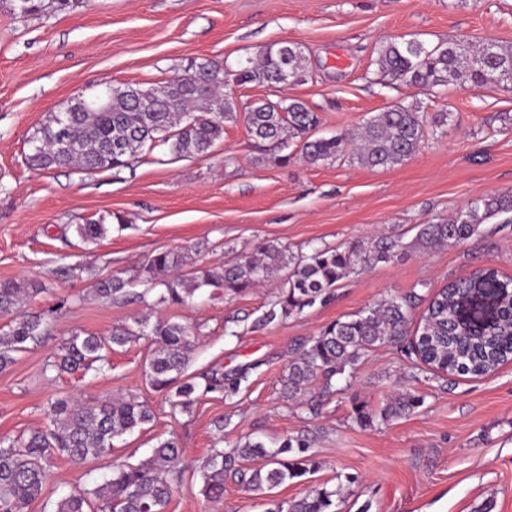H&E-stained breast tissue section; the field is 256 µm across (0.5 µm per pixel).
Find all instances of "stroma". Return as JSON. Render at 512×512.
Instances as JSON below:
<instances>
[{
  "label": "stroma",
  "mask_w": 512,
  "mask_h": 512,
  "mask_svg": "<svg viewBox=\"0 0 512 512\" xmlns=\"http://www.w3.org/2000/svg\"><path fill=\"white\" fill-rule=\"evenodd\" d=\"M411 38L512 46V0H82L33 15L0 0V280L45 285L27 308L51 317L41 342L0 371V439L39 427L50 403L67 396H132L153 414L112 452L80 464L57 459L28 512H54L62 497L110 478L113 461H142L172 437L184 450V473L167 512H266L269 499L289 502L322 488L339 491L338 512H512V362L486 376H443L406 344L386 343L367 352L352 376L334 379L318 413L282 393L291 355L328 323L416 288L430 298L480 268L512 278V223L493 219L460 244L371 266L339 283L327 303L262 328L256 322L276 301L279 279L217 299L204 288L178 307L158 303L161 288L143 272L166 250L186 256L187 274L262 243L308 254L381 231L408 243L420 225L448 219L472 200L512 194V88L452 80L428 91L391 80L376 65L378 50ZM285 40L302 45L306 76L285 89L230 78L224 91L240 113L264 98L298 100L319 118L316 138L351 135L399 102L418 104L430 120L447 114V124L389 169L349 156L310 164L297 141L276 159L257 147L241 116L225 123L205 156L163 146L122 170L91 174L25 163L28 137L75 97L108 85H160L203 58L223 62L231 75ZM99 218L111 226L107 237L81 243L74 225ZM112 275L133 281L144 301L96 297L94 282ZM147 310L194 330L190 373L246 375L240 391L207 394L187 413L173 410L145 375L155 349L147 337L112 350L102 370L48 368L72 332L107 337ZM402 393L420 405L378 419ZM362 405L373 422L358 420ZM297 435L311 440L314 474L269 498L232 478L223 500L202 495L200 466L212 449L248 438L271 448Z\"/></svg>",
  "instance_id": "stroma-1"
}]
</instances>
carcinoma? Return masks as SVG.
I'll return each instance as SVG.
<instances>
[{
    "label": "carcinoma",
    "mask_w": 512,
    "mask_h": 512,
    "mask_svg": "<svg viewBox=\"0 0 512 512\" xmlns=\"http://www.w3.org/2000/svg\"><path fill=\"white\" fill-rule=\"evenodd\" d=\"M80 0H27L25 14L64 11ZM302 47L288 44V56L281 47L265 49L256 63L248 62L236 83L284 85L280 70L297 81L305 73ZM376 64L394 79L409 85L432 89L451 79L479 88L512 84V47L495 42L478 46L463 41L428 46L409 39L390 41L381 46ZM224 66L217 60L197 63L195 77H175L151 89L154 111L135 107L122 91L105 98L80 102L73 99L69 112H51L29 138L25 154L28 166L49 171L75 167L82 171L120 170L139 152L169 146L176 155H206L224 133V123L237 118L233 99L224 97V111H212L223 97ZM248 133L269 151L288 148V141L302 143V156L315 164L340 157L351 144L344 136L307 139L318 125V116L303 103L269 99L245 112ZM428 135L426 117L416 105H395L372 116L363 127L356 147L360 164L370 168H393L411 158ZM512 216V194H493L469 202L453 218L436 224H423L415 240L378 235L367 241L353 240L344 246L315 248L308 255L288 253L263 243L247 256L219 267L193 271L189 277L175 274L183 256L159 252L144 267L146 280L164 286L158 302L184 305L202 288L218 295L241 293L267 281L274 273L287 270L277 300L259 319L269 324L316 303L324 304L343 280L377 263H387L398 254L416 248L421 252L463 242L479 232L487 220ZM84 244L105 238L109 225L104 219L74 225ZM502 281L497 271L487 268L457 280L433 294L424 310L417 335L416 356L436 371L457 375H487L512 361V307L503 296L495 321L464 325L456 318L457 307L469 293L484 284ZM132 282L117 276L97 281L95 295L113 299L142 296L131 292ZM44 288L40 284L0 280V313L9 314ZM420 296L411 293L376 303L344 320L337 319L322 328L319 335L304 341L291 356L283 379L288 399L306 395L320 381L321 392L332 393V380L356 368L366 352L401 336L408 335L409 310ZM134 326L120 327L111 336L74 332L62 347V354L49 366L59 371L90 369L108 363L113 347H123L141 336L153 339L156 348L146 366L151 387L172 398L173 408L188 411L197 399L212 392L228 397L247 380L241 375L230 382L215 373L202 381L188 374L192 360L194 331L186 324L170 320L151 321L145 313L133 320ZM48 327L45 313H19L0 329V369L14 361L13 354L37 344ZM418 406L407 393L385 406L380 418L387 420ZM47 422L26 434L0 440V512H27L39 498L57 457L80 464L112 449L113 441L142 428L152 420L148 407L134 397L103 400L61 399L50 403ZM311 440L284 437L275 448L261 441L247 440L229 450H214L202 465L201 493L210 501L224 497V479L232 476L251 492H270L282 484L302 478L316 469L309 454ZM182 448L174 438L161 442L152 454L138 464L116 462L112 476L91 491L70 494L56 504L55 512H167L173 488L180 485L179 464ZM265 463L250 467L255 459ZM336 492L326 489L294 501L288 512H335Z\"/></svg>",
    "instance_id": "carcinoma-1"
}]
</instances>
